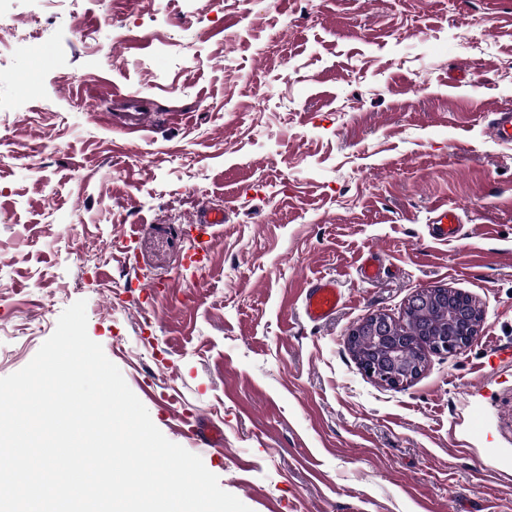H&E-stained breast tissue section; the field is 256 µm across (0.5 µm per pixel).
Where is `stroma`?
<instances>
[{
	"instance_id": "obj_1",
	"label": "stroma",
	"mask_w": 512,
	"mask_h": 512,
	"mask_svg": "<svg viewBox=\"0 0 512 512\" xmlns=\"http://www.w3.org/2000/svg\"><path fill=\"white\" fill-rule=\"evenodd\" d=\"M130 95L155 115L140 135L115 126ZM505 107L502 0H5L0 377L82 299L155 426L251 512H512V363L491 361L512 346ZM441 204L470 237H429ZM206 206L224 222L196 264ZM371 255L386 273L364 283ZM320 276L345 302L315 325ZM436 286L481 307L478 335L380 385L350 330ZM491 126L495 140L502 144H512V109L493 112ZM343 291L334 277H321L306 284L302 308L306 317L319 324L329 320L340 308ZM188 427L184 428V433L189 439L204 441L211 448H216L220 451L224 448V433L223 430L214 424L202 427L199 420L196 421H182Z\"/></svg>"
}]
</instances>
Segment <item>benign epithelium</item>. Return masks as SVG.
<instances>
[{"label":"benign epithelium","instance_id":"1","mask_svg":"<svg viewBox=\"0 0 512 512\" xmlns=\"http://www.w3.org/2000/svg\"><path fill=\"white\" fill-rule=\"evenodd\" d=\"M457 296L458 292L438 286L421 289L408 300L405 312L409 315L417 314L436 302L445 305L444 325L423 331L433 340L420 343V354L432 350L454 355L465 349L477 336L483 313L466 296L457 302L453 301ZM397 328L399 325L390 317L373 313L352 328L347 338L348 344L352 345L362 336H371L374 345L372 355L358 359V363L369 377L392 388L410 383L420 372L422 363L420 359L412 362L407 358L405 349L411 346L412 337L395 332Z\"/></svg>","mask_w":512,"mask_h":512}]
</instances>
